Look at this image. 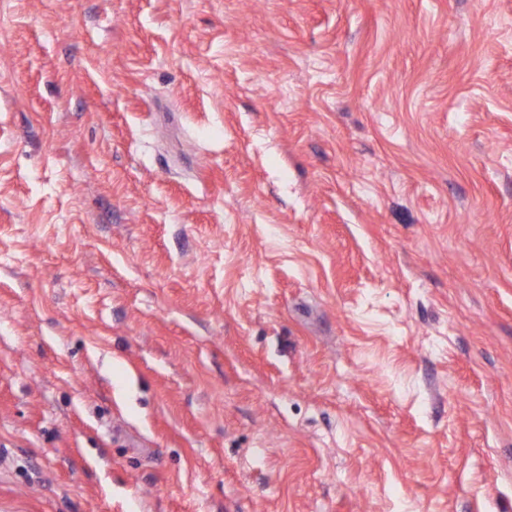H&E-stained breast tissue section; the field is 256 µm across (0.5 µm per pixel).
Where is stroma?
I'll use <instances>...</instances> for the list:
<instances>
[{
  "mask_svg": "<svg viewBox=\"0 0 512 512\" xmlns=\"http://www.w3.org/2000/svg\"><path fill=\"white\" fill-rule=\"evenodd\" d=\"M0 512H512V0H0Z\"/></svg>",
  "mask_w": 512,
  "mask_h": 512,
  "instance_id": "obj_1",
  "label": "stroma"
}]
</instances>
